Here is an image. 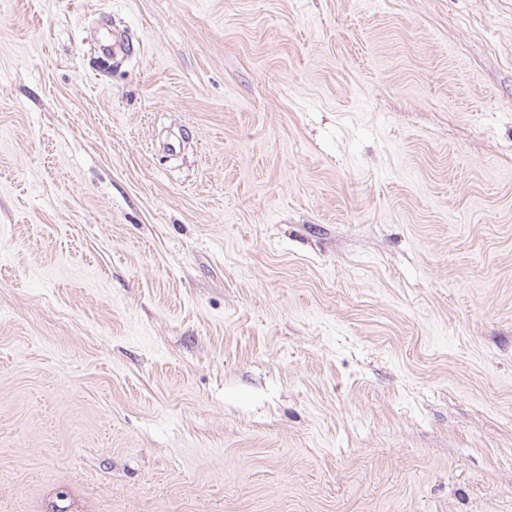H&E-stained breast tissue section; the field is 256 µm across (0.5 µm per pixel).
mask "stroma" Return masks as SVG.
<instances>
[{
    "instance_id": "1",
    "label": "stroma",
    "mask_w": 512,
    "mask_h": 512,
    "mask_svg": "<svg viewBox=\"0 0 512 512\" xmlns=\"http://www.w3.org/2000/svg\"><path fill=\"white\" fill-rule=\"evenodd\" d=\"M0 512H512V0H0Z\"/></svg>"
}]
</instances>
